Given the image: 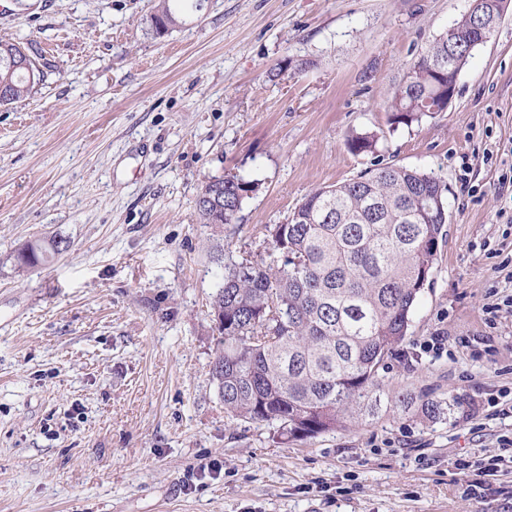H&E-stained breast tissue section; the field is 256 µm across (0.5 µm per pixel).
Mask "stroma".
<instances>
[{"label": "stroma", "mask_w": 512, "mask_h": 512, "mask_svg": "<svg viewBox=\"0 0 512 512\" xmlns=\"http://www.w3.org/2000/svg\"><path fill=\"white\" fill-rule=\"evenodd\" d=\"M157 0H0V38L44 80L0 105V512H512V473L469 494L461 458L512 440V13L447 111L392 128L409 64L470 0H205L162 36ZM448 187L436 268L386 389L399 408L312 438L231 418L212 379L228 260L279 266L264 236L369 159ZM259 183L201 223L212 177ZM68 241L22 267L25 243ZM394 403L396 406L398 405L408 411L414 407L417 411H420L425 418L431 420L439 419L441 415L445 414L443 402L431 397L428 393L423 391L416 393L406 389L398 395Z\"/></svg>", "instance_id": "stroma-1"}]
</instances>
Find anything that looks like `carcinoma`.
Here are the masks:
<instances>
[{
  "mask_svg": "<svg viewBox=\"0 0 512 512\" xmlns=\"http://www.w3.org/2000/svg\"><path fill=\"white\" fill-rule=\"evenodd\" d=\"M204 0H158L151 17L161 36ZM491 15L475 8L454 28L461 42L448 51L436 37L413 61L388 103L391 125L419 124L441 103L439 82L453 84L482 45L476 29ZM452 61L443 79L436 60ZM44 74L22 48L0 39V105L28 98ZM377 140L358 133L357 155L376 153ZM224 186V209L204 197ZM259 183L237 175L204 182L196 209L204 224H233ZM448 188L434 173L373 161L355 177L319 188L294 211L297 222L266 226L281 255L274 268L244 259L224 266L212 295L221 348L212 362L224 409L231 416L278 428L289 438L315 437L371 423L388 408L384 373L404 343L418 297L431 281L439 238L448 221ZM43 250L24 244L16 259L34 266ZM399 407L431 420L444 414L428 393L402 391Z\"/></svg>",
  "mask_w": 512,
  "mask_h": 512,
  "instance_id": "obj_1",
  "label": "carcinoma"
}]
</instances>
